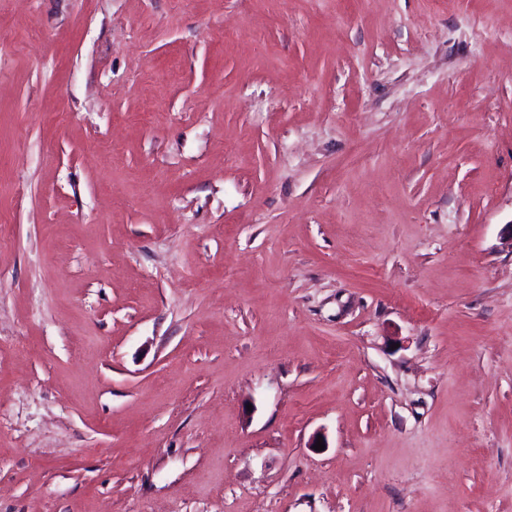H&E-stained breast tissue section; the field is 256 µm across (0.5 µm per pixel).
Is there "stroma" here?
I'll list each match as a JSON object with an SVG mask.
<instances>
[{
	"label": "stroma",
	"mask_w": 512,
	"mask_h": 512,
	"mask_svg": "<svg viewBox=\"0 0 512 512\" xmlns=\"http://www.w3.org/2000/svg\"><path fill=\"white\" fill-rule=\"evenodd\" d=\"M510 223L512 0H0V512H512Z\"/></svg>",
	"instance_id": "35a3bbf8"
}]
</instances>
